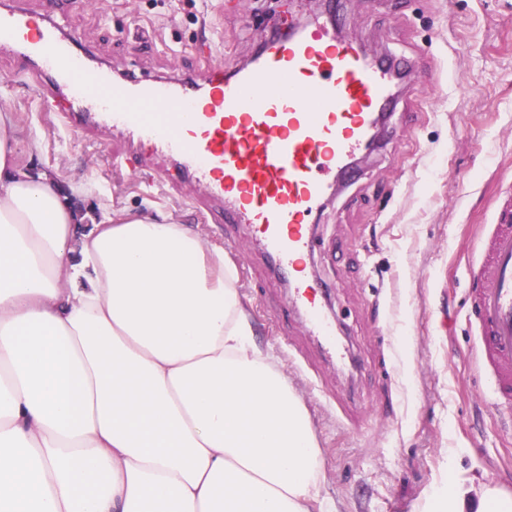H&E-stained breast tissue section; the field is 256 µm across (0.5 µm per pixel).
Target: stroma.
<instances>
[{
    "label": "stroma",
    "instance_id": "stroma-1",
    "mask_svg": "<svg viewBox=\"0 0 512 512\" xmlns=\"http://www.w3.org/2000/svg\"><path fill=\"white\" fill-rule=\"evenodd\" d=\"M50 17L113 75H198L212 40L225 68L246 64L279 20L307 16L310 0H24ZM347 35L371 53L447 76L400 100L382 146L334 194L313 234L311 260L328 292L325 313L345 359L308 333L252 228L210 224L203 189L168 195L117 166L112 135L89 140L41 111L24 63L0 54V101L32 163L76 206L174 216L221 249L236 272L259 344L302 398L323 453L321 492L339 512H417L445 477L489 479L512 494V430L473 367L463 303L467 255L498 205L512 196V0H340Z\"/></svg>",
    "mask_w": 512,
    "mask_h": 512
}]
</instances>
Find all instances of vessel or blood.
I'll return each mask as SVG.
<instances>
[{
    "mask_svg": "<svg viewBox=\"0 0 512 512\" xmlns=\"http://www.w3.org/2000/svg\"><path fill=\"white\" fill-rule=\"evenodd\" d=\"M24 58L42 111L93 137L109 130L143 150L146 170L170 166L206 191L227 224H249L288 273L313 333L335 344L323 312L324 284L307 264L311 226L330 191L355 173L374 128L403 93L423 82L421 65L367 52L335 28L297 26L267 39L234 71L213 65L204 79H117L55 23L26 8L0 11V51ZM467 315L476 330L477 371L499 411L512 417V203L501 207L471 252Z\"/></svg>",
    "mask_w": 512,
    "mask_h": 512,
    "instance_id": "obj_1",
    "label": "vessel or blood"
}]
</instances>
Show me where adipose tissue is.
Here are the masks:
<instances>
[{
    "mask_svg": "<svg viewBox=\"0 0 512 512\" xmlns=\"http://www.w3.org/2000/svg\"><path fill=\"white\" fill-rule=\"evenodd\" d=\"M0 107V512H329L307 409L222 251L99 218L32 173ZM419 512H512L448 478Z\"/></svg>",
    "mask_w": 512,
    "mask_h": 512,
    "instance_id": "1",
    "label": "adipose tissue"
}]
</instances>
